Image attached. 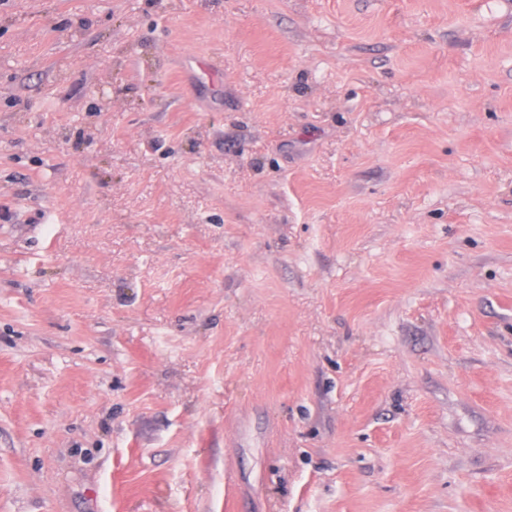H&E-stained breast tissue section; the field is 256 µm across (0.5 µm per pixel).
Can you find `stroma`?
<instances>
[{
    "label": "stroma",
    "instance_id": "obj_1",
    "mask_svg": "<svg viewBox=\"0 0 512 512\" xmlns=\"http://www.w3.org/2000/svg\"><path fill=\"white\" fill-rule=\"evenodd\" d=\"M0 512H512V0H0Z\"/></svg>",
    "mask_w": 512,
    "mask_h": 512
}]
</instances>
